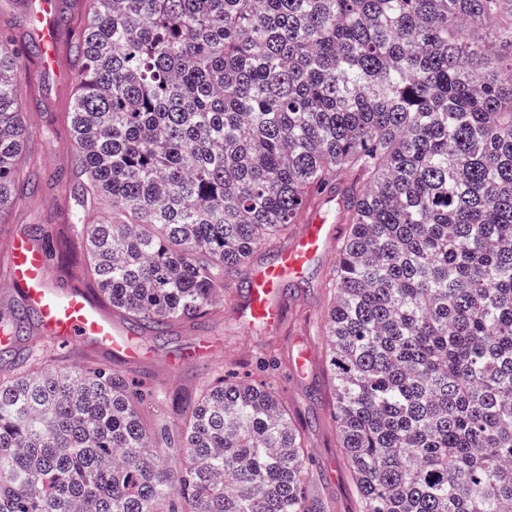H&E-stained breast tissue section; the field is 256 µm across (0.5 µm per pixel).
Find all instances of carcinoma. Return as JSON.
Here are the masks:
<instances>
[{
	"label": "carcinoma",
	"mask_w": 512,
	"mask_h": 512,
	"mask_svg": "<svg viewBox=\"0 0 512 512\" xmlns=\"http://www.w3.org/2000/svg\"><path fill=\"white\" fill-rule=\"evenodd\" d=\"M30 53L0 36V219ZM74 66L112 308L158 336L209 315L354 177L324 335L361 512H512V0H86ZM6 362L0 512H314L268 387L217 377L161 442L123 372Z\"/></svg>",
	"instance_id": "carcinoma-1"
}]
</instances>
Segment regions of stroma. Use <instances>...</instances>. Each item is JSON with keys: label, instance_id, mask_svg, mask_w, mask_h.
<instances>
[{"label": "stroma", "instance_id": "stroma-1", "mask_svg": "<svg viewBox=\"0 0 512 512\" xmlns=\"http://www.w3.org/2000/svg\"><path fill=\"white\" fill-rule=\"evenodd\" d=\"M58 4L61 27L57 73L20 76L33 135L21 161L19 201L6 224L0 227V249L11 246L13 232L36 238L41 231H50L55 248L49 261L57 286L88 288L92 282L82 274V227L73 219L78 190L65 179L66 173L75 167L67 114L75 86L73 45L81 20L80 0H58ZM281 249L278 243L261 246L248 264L238 267L228 279L216 314L197 323L174 324L162 336L139 329L138 339L154 352L151 358L116 364L104 348L59 342L49 345L46 357L78 367L114 364L136 383L162 387L165 396H145L142 412L151 428L170 433L180 425L177 399L197 396L217 373L270 384L308 442L312 472L309 499L315 512H361L355 480L339 446L329 349L321 328L331 301L327 281L336 264L335 246H328L325 255L303 279L283 287L281 297L287 316L279 329L252 330L233 314L235 302L245 290L254 267L270 262ZM200 335L217 340L219 354L205 364L184 359L178 371H170L166 357H182L190 340ZM300 351L308 356L306 371L301 375L292 368V360ZM268 359L274 360V367H265Z\"/></svg>", "mask_w": 512, "mask_h": 512}]
</instances>
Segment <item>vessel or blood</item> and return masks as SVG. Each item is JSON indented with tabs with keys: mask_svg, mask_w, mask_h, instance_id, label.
I'll use <instances>...</instances> for the list:
<instances>
[{
	"mask_svg": "<svg viewBox=\"0 0 512 512\" xmlns=\"http://www.w3.org/2000/svg\"><path fill=\"white\" fill-rule=\"evenodd\" d=\"M27 8L35 20L33 34L40 64L45 70H52L59 29L57 0H28ZM337 233V226L327 223L320 212H310L292 242L273 261L254 269L244 295L237 302L239 320L252 328L278 329L286 316L282 287L304 278ZM12 253V286L21 294L26 307L38 314L44 334L62 341L102 346L123 360L136 361L142 357L143 350L134 342L131 332L118 329L87 293L55 285L41 245L18 235Z\"/></svg>",
	"mask_w": 512,
	"mask_h": 512,
	"instance_id": "1",
	"label": "vessel or blood"
}]
</instances>
